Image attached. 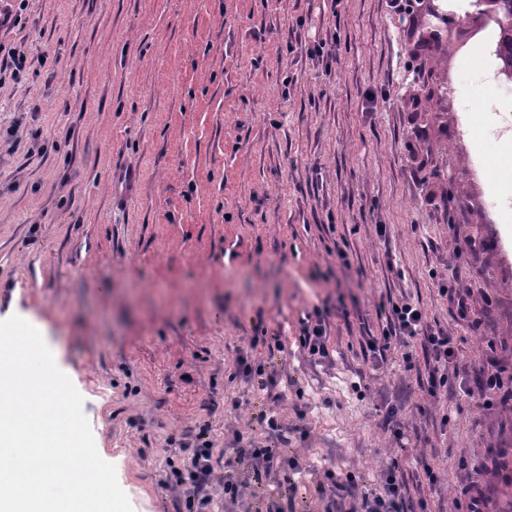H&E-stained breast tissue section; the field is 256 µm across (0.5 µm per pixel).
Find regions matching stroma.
<instances>
[{"mask_svg": "<svg viewBox=\"0 0 512 512\" xmlns=\"http://www.w3.org/2000/svg\"><path fill=\"white\" fill-rule=\"evenodd\" d=\"M0 11V62L27 59L0 75V320L44 326L133 512H195L170 471L204 438L306 470L268 486L240 467L215 512H325V468L370 480L393 460L406 512H456L466 484L512 512V401L479 393L512 386V212L487 206L512 203L487 133L512 82L472 0ZM402 298L453 336L467 392L430 397L421 346L365 354ZM315 317L326 359L300 344Z\"/></svg>", "mask_w": 512, "mask_h": 512, "instance_id": "1", "label": "stroma"}]
</instances>
